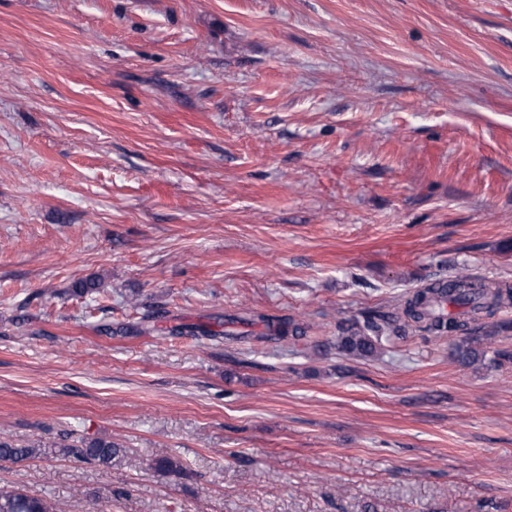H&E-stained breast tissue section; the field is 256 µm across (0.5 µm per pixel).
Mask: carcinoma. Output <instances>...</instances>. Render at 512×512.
<instances>
[{
    "label": "carcinoma",
    "mask_w": 512,
    "mask_h": 512,
    "mask_svg": "<svg viewBox=\"0 0 512 512\" xmlns=\"http://www.w3.org/2000/svg\"><path fill=\"white\" fill-rule=\"evenodd\" d=\"M444 300L450 305L465 306L468 315L475 317L481 313L493 316L502 308L512 305V286L479 281L467 273L460 272L452 279L417 291L402 299L393 312L373 311L363 320L347 319L336 324V346L339 350L359 358H370L377 354L378 344L392 336H401L406 329L442 335L450 330L460 334L469 333L468 321L457 316L444 319L436 314V304ZM266 327L262 340H285L303 338L306 327L286 318L260 316ZM478 337H468L456 345L452 355L456 360L472 365L485 360V352L477 344ZM60 451L68 456L84 461L94 462L105 467H112L126 455V449L112 441L110 437L93 439L81 438L74 444H66ZM41 452V445L33 443L16 446L0 440V460L21 461L33 458ZM151 468L163 475H182L179 461L166 457L152 462ZM0 512H61L60 503L19 491L0 492Z\"/></svg>",
    "instance_id": "obj_1"
}]
</instances>
